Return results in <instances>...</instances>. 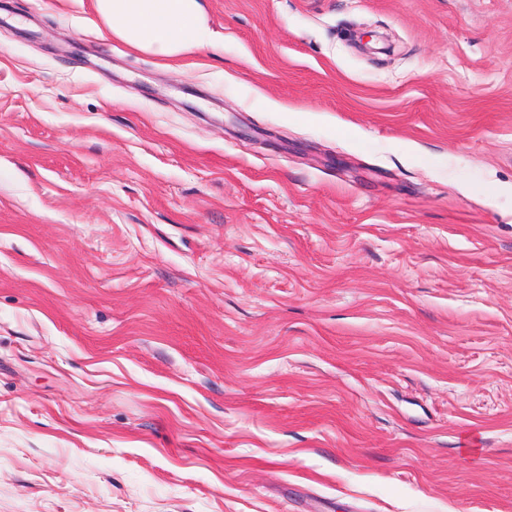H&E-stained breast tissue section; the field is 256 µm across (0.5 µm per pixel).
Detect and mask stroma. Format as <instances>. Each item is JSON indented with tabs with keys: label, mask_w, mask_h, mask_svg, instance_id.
Returning a JSON list of instances; mask_svg holds the SVG:
<instances>
[{
	"label": "stroma",
	"mask_w": 512,
	"mask_h": 512,
	"mask_svg": "<svg viewBox=\"0 0 512 512\" xmlns=\"http://www.w3.org/2000/svg\"><path fill=\"white\" fill-rule=\"evenodd\" d=\"M205 5L0 0V512H512V0ZM93 7L102 38H116L162 61L179 59L213 39L203 0H93Z\"/></svg>",
	"instance_id": "1"
}]
</instances>
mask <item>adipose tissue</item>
Returning a JSON list of instances; mask_svg holds the SVG:
<instances>
[{"label": "adipose tissue", "instance_id": "ef3b65f1", "mask_svg": "<svg viewBox=\"0 0 512 512\" xmlns=\"http://www.w3.org/2000/svg\"><path fill=\"white\" fill-rule=\"evenodd\" d=\"M102 38L170 62L209 44L204 0H93Z\"/></svg>", "mask_w": 512, "mask_h": 512}]
</instances>
